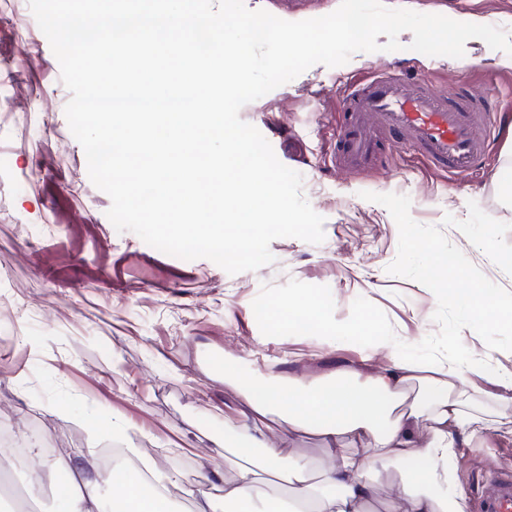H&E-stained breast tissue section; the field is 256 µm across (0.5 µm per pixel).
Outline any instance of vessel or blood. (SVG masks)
<instances>
[{
  "instance_id": "obj_1",
  "label": "vessel or blood",
  "mask_w": 512,
  "mask_h": 512,
  "mask_svg": "<svg viewBox=\"0 0 512 512\" xmlns=\"http://www.w3.org/2000/svg\"><path fill=\"white\" fill-rule=\"evenodd\" d=\"M483 99L447 95L403 73H381L350 83L343 104L344 136L338 162L358 169L379 160L385 143H409L438 169L461 175L483 160L489 142ZM477 512H512V475L486 477L477 494Z\"/></svg>"
}]
</instances>
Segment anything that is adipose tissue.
I'll use <instances>...</instances> for the list:
<instances>
[{
	"instance_id": "1",
	"label": "adipose tissue",
	"mask_w": 512,
	"mask_h": 512,
	"mask_svg": "<svg viewBox=\"0 0 512 512\" xmlns=\"http://www.w3.org/2000/svg\"><path fill=\"white\" fill-rule=\"evenodd\" d=\"M289 327L308 326L320 336L371 334L365 315L329 319L312 295L288 301ZM376 349L386 351L387 364L372 368L370 356L342 366L323 383L300 386L297 380L245 383L241 394L247 410L225 416L235 458L232 482L224 486L227 512H253L262 494L258 473L248 464L263 449L268 473L287 469L294 502L312 504L314 512H371L376 488L368 476L388 471L412 457L428 467L408 474L398 486L394 512H465V501L449 467L464 446L488 439L512 420L507 410L479 408L468 382L481 372L483 358L463 366L439 354L429 361L398 356L387 337ZM296 434H315L332 448L328 466L313 472L301 458L283 459L269 443L266 417ZM77 491L60 495L58 512H104L102 486L119 485L111 512H170L173 473L129 464L113 473L94 472L79 478Z\"/></svg>"
}]
</instances>
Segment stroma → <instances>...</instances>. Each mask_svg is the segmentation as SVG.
<instances>
[{
	"label": "stroma",
	"mask_w": 512,
	"mask_h": 512,
	"mask_svg": "<svg viewBox=\"0 0 512 512\" xmlns=\"http://www.w3.org/2000/svg\"><path fill=\"white\" fill-rule=\"evenodd\" d=\"M392 9L477 15L512 33V0H384ZM358 52L346 64H317L242 107L278 160L303 177L302 192L324 219L325 239L279 238L272 264L228 274L212 261L183 260L118 232L107 217L110 197L91 182L82 146L65 106L71 94L28 0H0V416L16 417L24 436L40 426L60 453L97 471L95 449L139 450L147 465L174 470L176 512H195V492L224 512L220 481L228 434L225 409L245 403L204 358L223 355L253 377H299L312 385L337 364L358 363L357 336H312L267 317L290 298L314 295L328 316H346L364 297L388 317L398 339L415 344L437 332L433 292L389 274L398 228L381 204L362 192L410 197L411 216L439 227L490 281L512 291L499 256L512 253V68L493 62L494 49L474 38L467 60L411 50ZM408 73L438 88L464 86L477 96L498 92L495 146L482 168L458 179L434 171L417 149L387 150L380 167L344 172L336 166V114L348 82L366 73ZM496 233V249L481 243ZM461 339L488 357L471 382L482 402L512 398L502 377L512 352L490 348L471 329ZM126 415L120 436L104 432L106 412ZM462 492L494 471H512V424L463 449L456 463Z\"/></svg>",
	"instance_id": "stroma-1"
}]
</instances>
